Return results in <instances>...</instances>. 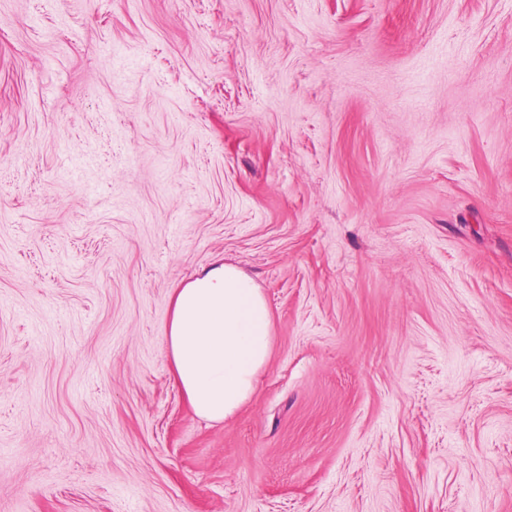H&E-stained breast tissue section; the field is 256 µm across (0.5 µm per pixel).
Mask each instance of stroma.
I'll return each mask as SVG.
<instances>
[{
    "mask_svg": "<svg viewBox=\"0 0 512 512\" xmlns=\"http://www.w3.org/2000/svg\"><path fill=\"white\" fill-rule=\"evenodd\" d=\"M219 258L273 352L210 423ZM0 512H512V0H0ZM272 327L261 288L222 259L174 288L164 331L170 375L197 416L223 422L251 400Z\"/></svg>",
    "mask_w": 512,
    "mask_h": 512,
    "instance_id": "35a3bbf8",
    "label": "stroma"
}]
</instances>
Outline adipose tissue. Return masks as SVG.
I'll list each match as a JSON object with an SVG mask.
<instances>
[{"mask_svg": "<svg viewBox=\"0 0 512 512\" xmlns=\"http://www.w3.org/2000/svg\"><path fill=\"white\" fill-rule=\"evenodd\" d=\"M272 327L261 289L223 260L174 288L164 331L170 375L197 416L221 422L251 400L271 356Z\"/></svg>", "mask_w": 512, "mask_h": 512, "instance_id": "obj_1", "label": "adipose tissue"}]
</instances>
